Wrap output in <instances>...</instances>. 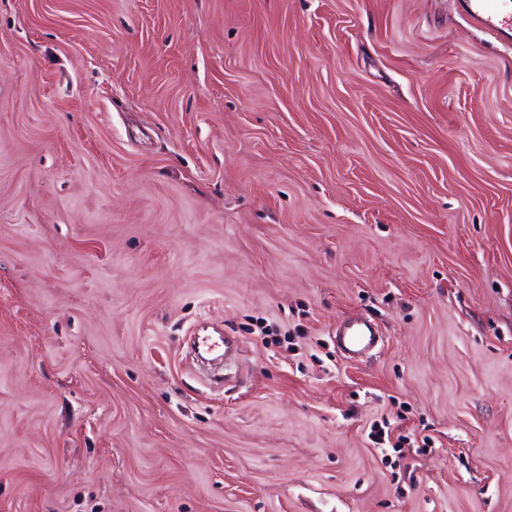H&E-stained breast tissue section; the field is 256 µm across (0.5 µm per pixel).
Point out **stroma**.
Returning <instances> with one entry per match:
<instances>
[{"label":"stroma","mask_w":512,"mask_h":512,"mask_svg":"<svg viewBox=\"0 0 512 512\" xmlns=\"http://www.w3.org/2000/svg\"><path fill=\"white\" fill-rule=\"evenodd\" d=\"M0 512H512V29L0 0ZM336 337L339 348L349 358H358L369 354L381 341L374 327L365 321L348 323Z\"/></svg>","instance_id":"obj_1"}]
</instances>
